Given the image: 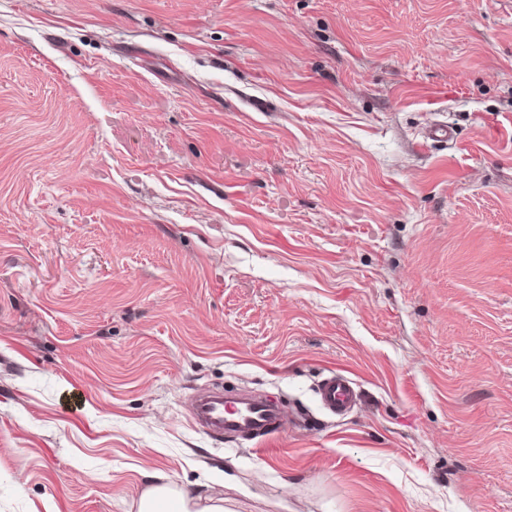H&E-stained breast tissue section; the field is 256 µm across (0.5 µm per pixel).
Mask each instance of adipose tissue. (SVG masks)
<instances>
[{
  "label": "adipose tissue",
  "mask_w": 512,
  "mask_h": 512,
  "mask_svg": "<svg viewBox=\"0 0 512 512\" xmlns=\"http://www.w3.org/2000/svg\"><path fill=\"white\" fill-rule=\"evenodd\" d=\"M138 512H232L224 497L195 496L169 475L159 476L140 498Z\"/></svg>",
  "instance_id": "ef3b65f1"
}]
</instances>
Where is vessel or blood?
I'll use <instances>...</instances> for the list:
<instances>
[{
	"label": "vessel or blood",
	"mask_w": 512,
	"mask_h": 512,
	"mask_svg": "<svg viewBox=\"0 0 512 512\" xmlns=\"http://www.w3.org/2000/svg\"><path fill=\"white\" fill-rule=\"evenodd\" d=\"M318 399L323 409L342 416L353 407L356 393L349 380L332 373L321 381ZM193 414L210 433L249 439L277 433L284 424L280 405L271 398L233 402L220 396L203 398L196 401Z\"/></svg>",
	"instance_id": "b4317fda"
}]
</instances>
